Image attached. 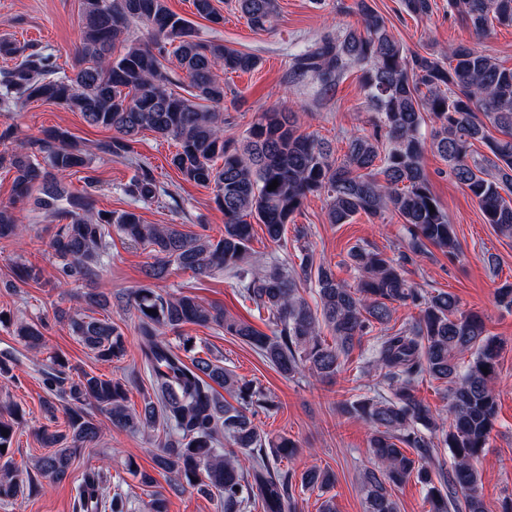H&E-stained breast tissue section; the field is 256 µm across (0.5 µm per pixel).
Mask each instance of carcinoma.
<instances>
[{"mask_svg": "<svg viewBox=\"0 0 512 512\" xmlns=\"http://www.w3.org/2000/svg\"><path fill=\"white\" fill-rule=\"evenodd\" d=\"M250 27L268 31L279 18L278 0H237ZM196 14L224 23L213 0H192ZM405 12L424 18L433 0H401ZM478 37L494 24L512 26V0H448ZM360 26L326 36L293 58L296 79L314 81L322 90L336 86L350 69L361 72L374 133L349 139L342 159L321 138L299 131L294 112L269 109L260 113L241 142L224 137V83L228 73L256 70L258 56L201 36L194 25L173 12L167 0H82L83 42L73 75L61 71L54 55L34 46L14 66L0 73V112L31 101H46L80 113L90 126L113 131L99 144L105 154L122 157L144 131L176 143L170 164L187 181L212 189L224 212L219 239L185 230L179 224H145L134 209L93 211L87 196L66 192L64 179L88 168L83 150L68 130L48 129L44 137L22 143L0 167L13 171L14 198L0 204V239L21 235L17 205L33 203L57 218L49 242L65 279L91 282L109 255V228L150 248L153 263L146 275L162 281L173 266L199 278L224 271L237 280L241 296L267 313L273 325L267 335L245 320L205 306L189 295H164L142 287L120 310L138 320L141 363L149 373L151 393L141 411L128 402V380H112L83 371L66 379L68 361L52 357L45 372L48 387L70 381L67 431L40 432V444L51 452L40 457L38 477L20 480L12 470V441L20 410L0 416V501L42 488L40 479L61 483L70 477L73 461L96 441L99 426L88 408L99 410L121 429L166 430L153 461L160 473L174 474L203 496L215 495L221 512H245L259 501L263 512H290L292 474L278 472L269 456L293 458L295 440L286 435L268 439L253 422L273 401L252 383L237 377L223 361L183 355L196 340L184 336L185 324L216 325L224 334L250 346L281 375L307 371L319 379L340 372L355 346L372 340L370 365L389 395H360L341 406L372 429L374 467L361 481L365 512H400L393 487L413 478L426 491L430 512H486L477 462L497 415V378L501 342L486 333L482 317L461 308L445 291L425 292L406 277L411 257L433 246L452 258L459 243L448 214L431 194L424 176L427 151L448 162L455 181L477 202L485 223L512 237V68L465 44L448 51L410 53L387 29L371 0H356ZM147 29L150 40L133 36ZM174 56L179 71L165 61ZM434 122L430 137L421 133L424 115ZM495 129L498 135L490 133ZM481 143L487 155L477 160L472 147ZM274 190H268L272 181ZM130 201L151 202L159 186L150 170H139L123 187ZM326 199L331 224H347L356 214L378 217L386 212L406 225V250L390 255L363 244L348 252L359 273L353 288L336 278L330 266L316 262L307 249L299 265L275 259L259 269L250 260L254 218L268 238L278 243L286 225L302 212L309 196ZM435 212H430V209ZM15 282L39 280L36 267L17 262ZM312 283V308L301 284ZM419 309L413 321L389 332L394 305ZM153 313H147V310ZM71 331L97 360L125 355L118 325L79 311L63 312ZM327 327L332 342L322 336ZM175 334L177 342L169 339ZM16 335L35 352L43 346V325L19 322ZM469 352L465 369L459 356ZM438 380L448 393L445 423L417 396L416 383ZM235 398L230 403L216 387ZM227 442H222V439ZM449 450L451 461L440 454ZM415 450V456L405 449ZM301 486L326 493L336 483L332 471L313 466L301 473ZM101 470L87 471L76 488L74 512H134L128 492L117 486L104 491ZM140 512H168L164 495L154 492Z\"/></svg>", "mask_w": 512, "mask_h": 512, "instance_id": "carcinoma-1", "label": "carcinoma"}]
</instances>
